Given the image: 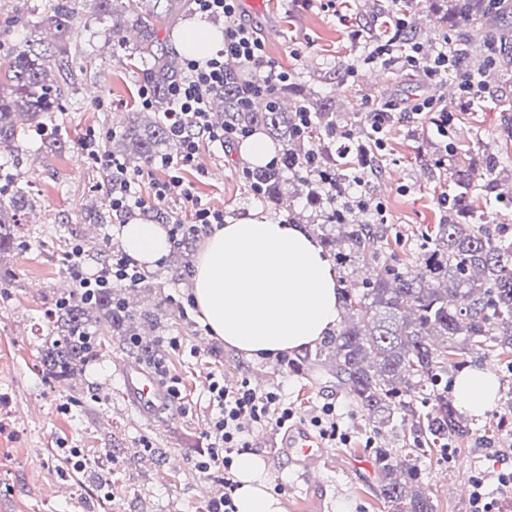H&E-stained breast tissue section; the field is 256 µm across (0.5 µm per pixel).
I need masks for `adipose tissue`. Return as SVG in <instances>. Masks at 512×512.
Segmentation results:
<instances>
[{
	"label": "adipose tissue",
	"instance_id": "ef3b65f1",
	"mask_svg": "<svg viewBox=\"0 0 512 512\" xmlns=\"http://www.w3.org/2000/svg\"><path fill=\"white\" fill-rule=\"evenodd\" d=\"M125 250L145 267L172 244L165 229L139 218L123 224ZM192 295L203 322L247 356H274L320 341L339 321L336 271L318 240L295 224L245 217L215 225L198 256ZM498 378L488 369L463 370L453 386L457 409L480 417L496 403ZM238 512H281L268 490L263 459L235 461Z\"/></svg>",
	"mask_w": 512,
	"mask_h": 512
}]
</instances>
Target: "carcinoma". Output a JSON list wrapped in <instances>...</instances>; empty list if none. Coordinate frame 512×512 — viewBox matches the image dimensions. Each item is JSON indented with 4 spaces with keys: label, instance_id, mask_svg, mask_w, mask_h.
I'll use <instances>...</instances> for the list:
<instances>
[{
    "label": "carcinoma",
    "instance_id": "cac0c4a2",
    "mask_svg": "<svg viewBox=\"0 0 512 512\" xmlns=\"http://www.w3.org/2000/svg\"><path fill=\"white\" fill-rule=\"evenodd\" d=\"M428 2L441 22L459 31L453 49L457 60H476L488 77L508 75L512 27L505 24V16L512 3L503 0L494 8L489 0ZM185 7L184 0H152L145 9L143 0H128L122 5L125 23L112 25V39L121 43L128 30H139L135 52L150 63L160 105L166 103L167 86L180 66L175 56L159 49L152 18L164 19ZM74 16L71 0H48L38 26L66 30ZM80 58L81 51L65 43L42 49L29 39L13 44L0 58V147L12 159L23 151L28 130H45L42 118L59 107L61 87L49 68L64 72ZM241 68L237 60L226 64L224 93L212 100L217 121L261 128L282 146L279 165L246 172L251 190L276 204L290 185L305 196L324 223L336 225L337 234L324 235L323 245L340 266L386 261L376 245L388 239L389 228L356 216L338 202L348 162L344 153L334 154L325 146V140L341 137L346 121L336 112V101L314 100L303 86L285 84L246 108L239 103ZM304 112L310 114V123L303 126L299 116ZM114 143L120 147L116 154L128 164L147 163L175 148L159 116L129 119ZM453 163L448 223L425 234L419 269L411 273L389 264L382 275L361 282L360 290L339 288L348 319L292 362L298 369L325 373L378 433L390 426L394 413L411 416V443L367 449L375 462L376 497L389 512H436L421 487L414 453L445 454L448 445L471 434L468 420L448 395V375L466 365L470 355L512 356V241L490 238L483 224L461 223L472 216L475 171L485 172V191L511 198L512 191L502 189L494 156L475 154ZM8 207L16 214L32 209L23 187H14ZM16 244V225L0 221V252ZM68 293L75 300L56 303L50 313L52 335L46 337L50 347L43 356L48 375L70 379L97 354L101 339L90 327L101 320L124 337L129 352H148L143 337L152 331L151 313L130 304L128 289L105 288L84 301L77 298V285ZM423 388L426 409L418 411L415 394Z\"/></svg>",
    "mask_w": 512,
    "mask_h": 512
}]
</instances>
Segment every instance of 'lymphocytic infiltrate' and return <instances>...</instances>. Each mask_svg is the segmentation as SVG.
Segmentation results:
<instances>
[{"label": "lymphocytic infiltrate", "mask_w": 512, "mask_h": 512, "mask_svg": "<svg viewBox=\"0 0 512 512\" xmlns=\"http://www.w3.org/2000/svg\"><path fill=\"white\" fill-rule=\"evenodd\" d=\"M193 3L197 13L225 21L224 47L203 62L184 60L179 78L168 86L169 109L165 114L167 128L172 138L179 142L181 150L174 157L158 155L150 160V168L162 173L161 178L153 182L152 198L144 199L138 193L136 181L128 176L124 164L104 148L102 133L92 130L82 139L87 157L110 175L106 190L116 216L144 212L150 205H158L175 197L191 201L193 222L175 223L170 228L171 239L175 242L187 235L196 237L208 233L213 225L224 221L223 212L211 210L201 200L195 199L181 176L184 167L194 164L202 144L224 148L250 135L247 128L216 125L211 121V101L215 95L224 91L226 59L241 60L253 71V78L241 86L245 96L262 95L271 87L289 80L288 73L280 70L268 58L256 29L240 22L241 0H193ZM405 27V19H398L385 43L377 45L367 55V62L401 64L420 70L428 84L443 81L453 67L451 50L443 48L433 56L422 54L419 46L404 38ZM397 112L412 116L436 113L435 124L443 135L447 134L453 120L448 108L442 107L437 99L425 95L416 96L410 101L392 98L380 105L367 103L365 114L371 129L372 148L384 149L386 130L393 114ZM63 262L86 298L93 297L102 288H111L117 284H138L145 277L142 267L126 256L106 262L96 273H88L86 251L79 244L71 246L64 254ZM207 393L211 411L204 437L208 448L190 456L189 462L203 476H219L224 481L223 495L209 503L207 512H237L233 498L237 486L233 471L234 455L248 448L249 426L272 421L283 428L293 421L294 411L282 403L278 392L255 390L249 381H241L233 389L225 387L224 376L218 372L208 375Z\"/></svg>", "instance_id": "obj_1"}]
</instances>
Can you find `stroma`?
<instances>
[{"instance_id": "35a3bbf8", "label": "stroma", "mask_w": 512, "mask_h": 512, "mask_svg": "<svg viewBox=\"0 0 512 512\" xmlns=\"http://www.w3.org/2000/svg\"><path fill=\"white\" fill-rule=\"evenodd\" d=\"M364 3L338 0L332 13L320 9L317 0H258L254 5L244 0L242 5L246 20L265 35L270 57L312 95L334 98L337 111L350 118L353 146L362 141L357 131L365 126V101L390 95L411 99L427 91L396 67L366 63L385 23L383 16L366 14ZM76 10L68 39L83 50L84 61L82 69L59 81L62 100L54 113L59 142L45 143L40 133L30 132L18 166L33 200L32 211L19 219L18 235L34 245L0 256V512H206L220 484L196 472L185 457L190 449L207 445L203 431L210 409L204 384L209 372L219 370L229 380L280 389L302 421L317 406L335 402L350 443L329 451L324 512H336L341 499L350 512H384L370 490L372 472L355 467L356 461H369L364 446L374 433L347 396L319 374L293 371L287 355L247 356L213 336L196 312L180 316L179 307L191 297L192 277H175L183 263L179 251H170L149 270V286L139 296L154 305L165 297L178 302L177 309L162 315L152 340L178 336L187 346L166 354L167 366L182 380L186 409L169 419L144 417L129 408L118 383V364L129 354L103 322L98 325L100 351L75 377L58 381L46 375L41 357L48 314L71 286L63 252L70 243L83 244L94 271L110 252L122 250L123 220L109 205L106 174L84 155L80 140L90 129L119 130L138 109V89L147 81L131 48L110 42L111 18H99L89 0H77ZM410 27L428 50L458 37L429 11L426 0L411 11ZM352 60L357 68L351 74L346 67ZM441 93L454 117L452 141L468 152L496 156L501 179L512 185V79L482 83L477 99L466 105L449 88ZM101 98L107 99L106 108L98 107ZM443 139L429 116L395 119L387 129L380 174L359 189L366 200L382 206L391 228L393 264L414 268L423 234L447 217L440 200L450 192L449 173L431 163ZM248 166L238 146L207 145L184 176L203 202L223 209L225 220L252 215L285 220L294 212L322 235L321 226L310 222L304 197H289L287 206L278 208L254 196L244 182ZM202 340L206 348L190 355ZM472 428L452 459L430 452L416 458L437 512H471L470 498L455 496L450 488L477 476L490 505L507 498L500 476L512 469V412L494 405L473 419ZM265 434L266 442L255 444L253 452L265 462L282 512H308L304 484L277 450L282 432L270 427ZM63 448L82 449L99 469L60 474L57 454ZM137 448L154 449L155 463L134 458Z\"/></svg>"}]
</instances>
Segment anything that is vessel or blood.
<instances>
[{
	"label": "vessel or blood",
	"instance_id": "vessel-or-blood-1",
	"mask_svg": "<svg viewBox=\"0 0 512 512\" xmlns=\"http://www.w3.org/2000/svg\"><path fill=\"white\" fill-rule=\"evenodd\" d=\"M120 381L124 398L140 414L152 415L165 407L167 393L157 377L132 362H122ZM307 485L313 512H320L322 501L317 492L323 485L322 475L330 458L321 438L305 425L291 429L279 450Z\"/></svg>",
	"mask_w": 512,
	"mask_h": 512
}]
</instances>
